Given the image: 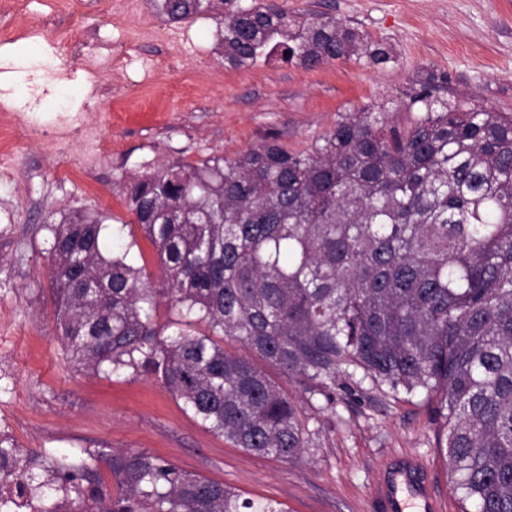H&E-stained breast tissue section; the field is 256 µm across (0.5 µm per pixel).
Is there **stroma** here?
Listing matches in <instances>:
<instances>
[{"mask_svg":"<svg viewBox=\"0 0 512 512\" xmlns=\"http://www.w3.org/2000/svg\"><path fill=\"white\" fill-rule=\"evenodd\" d=\"M0 0V432L56 457L85 448L144 451L285 512H372L371 488L390 461L427 470L441 512H461L427 404L337 392L336 406L306 407L319 445L280 462L233 447L186 412L154 375L75 371L56 338L43 253L45 224L98 212L122 227L130 263L151 278L160 263L129 211L141 175L177 161L233 157L274 136L303 150L342 115L402 102L428 72L446 93L512 113V0H276L302 21L324 13L390 45L392 62L339 59L308 70L278 59L230 65L211 13L172 22L157 0L110 13L105 0ZM79 115L106 149L83 164L79 141L59 147L26 136L34 120ZM69 168L68 181L58 171Z\"/></svg>","mask_w":512,"mask_h":512,"instance_id":"1","label":"stroma"}]
</instances>
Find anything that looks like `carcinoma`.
Returning a JSON list of instances; mask_svg holds the SVG:
<instances>
[{
	"instance_id": "cac0c4a2",
	"label": "carcinoma",
	"mask_w": 512,
	"mask_h": 512,
	"mask_svg": "<svg viewBox=\"0 0 512 512\" xmlns=\"http://www.w3.org/2000/svg\"><path fill=\"white\" fill-rule=\"evenodd\" d=\"M181 21L210 12L232 64L275 54L315 69L390 46L322 13L298 24L275 3L161 0ZM417 81L398 127L350 112L319 142L267 139L235 157L141 176L128 206L162 278L126 262L105 218L65 215L47 269L66 357L87 373H152L224 441L299 460L312 436L295 396L334 403L336 382L430 405L462 512H512V115ZM178 316L158 326L159 303ZM242 348L232 353L224 340ZM106 461L117 492L98 467ZM6 506L48 486L39 512H285L146 452H21L0 434Z\"/></svg>"
}]
</instances>
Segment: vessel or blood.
Here are the masks:
<instances>
[{"mask_svg":"<svg viewBox=\"0 0 512 512\" xmlns=\"http://www.w3.org/2000/svg\"><path fill=\"white\" fill-rule=\"evenodd\" d=\"M374 512H439L418 464L383 474L372 490Z\"/></svg>","mask_w":512,"mask_h":512,"instance_id":"b4317fda","label":"vessel or blood"}]
</instances>
